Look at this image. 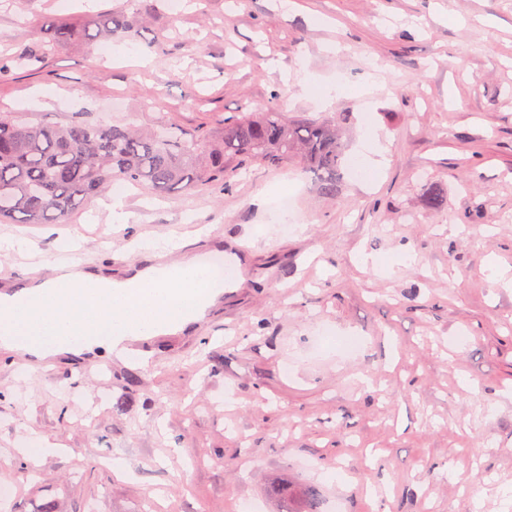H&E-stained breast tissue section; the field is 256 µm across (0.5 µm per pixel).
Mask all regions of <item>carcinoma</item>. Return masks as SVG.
<instances>
[{
	"mask_svg": "<svg viewBox=\"0 0 512 512\" xmlns=\"http://www.w3.org/2000/svg\"><path fill=\"white\" fill-rule=\"evenodd\" d=\"M135 17L102 14L82 25L45 26L44 45L139 36ZM204 134L177 135L174 128L141 132L132 124L68 115L46 124L38 112L0 113V222L62 224L88 200L122 181L156 194L205 186L231 187L224 157L245 166L278 167L297 161L315 176L320 193L337 194L347 144L329 119L293 120L282 112H252L224 119V137L204 148ZM321 512L317 490L304 491L297 509Z\"/></svg>",
	"mask_w": 512,
	"mask_h": 512,
	"instance_id": "1",
	"label": "carcinoma"
}]
</instances>
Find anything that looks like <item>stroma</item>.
<instances>
[{"instance_id":"stroma-1","label":"stroma","mask_w":512,"mask_h":512,"mask_svg":"<svg viewBox=\"0 0 512 512\" xmlns=\"http://www.w3.org/2000/svg\"><path fill=\"white\" fill-rule=\"evenodd\" d=\"M295 2L0 0V50L41 56L0 78V112L216 141L226 117L274 107L336 118L349 154L370 128L387 147L374 180L346 172L333 198L255 163L222 194L132 190L124 227L102 197L64 224H0L25 243L0 252V278L73 235L117 271L144 242L202 251L200 228L240 271L149 356L0 361V512H282L276 482L319 487L326 512H512V288L490 279L512 278V0ZM115 10L145 18L137 41L40 45L46 18ZM337 78L350 92L323 98ZM434 189L447 204L425 209ZM33 434L53 448L34 464L18 451Z\"/></svg>"}]
</instances>
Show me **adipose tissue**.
<instances>
[{
  "label": "adipose tissue",
  "instance_id": "adipose-tissue-1",
  "mask_svg": "<svg viewBox=\"0 0 512 512\" xmlns=\"http://www.w3.org/2000/svg\"><path fill=\"white\" fill-rule=\"evenodd\" d=\"M218 272L184 255L167 273L148 267L112 279L77 271L0 295V346L38 359L184 330L216 303Z\"/></svg>",
  "mask_w": 512,
  "mask_h": 512
}]
</instances>
